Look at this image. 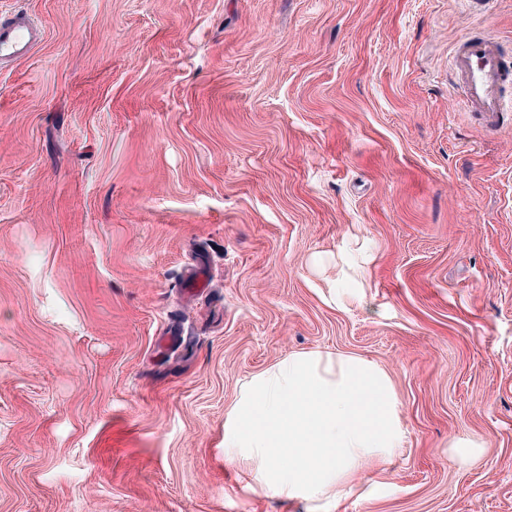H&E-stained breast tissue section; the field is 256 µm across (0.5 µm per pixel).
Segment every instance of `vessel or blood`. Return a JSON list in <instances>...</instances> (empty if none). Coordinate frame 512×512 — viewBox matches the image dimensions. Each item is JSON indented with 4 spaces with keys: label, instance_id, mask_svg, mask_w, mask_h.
<instances>
[{
    "label": "vessel or blood",
    "instance_id": "b4317fda",
    "mask_svg": "<svg viewBox=\"0 0 512 512\" xmlns=\"http://www.w3.org/2000/svg\"><path fill=\"white\" fill-rule=\"evenodd\" d=\"M45 40V30L27 16L0 18V66L28 59ZM459 79L460 102L475 114L489 133L501 132L512 123L502 97V86L512 69L500 51V43L478 33L465 39L453 55Z\"/></svg>",
    "mask_w": 512,
    "mask_h": 512
}]
</instances>
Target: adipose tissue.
<instances>
[{
    "label": "adipose tissue",
    "instance_id": "adipose-tissue-1",
    "mask_svg": "<svg viewBox=\"0 0 512 512\" xmlns=\"http://www.w3.org/2000/svg\"><path fill=\"white\" fill-rule=\"evenodd\" d=\"M389 373L363 356L311 351L254 374L224 422L244 488L321 512L405 445Z\"/></svg>",
    "mask_w": 512,
    "mask_h": 512
}]
</instances>
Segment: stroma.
<instances>
[{
  "mask_svg": "<svg viewBox=\"0 0 512 512\" xmlns=\"http://www.w3.org/2000/svg\"><path fill=\"white\" fill-rule=\"evenodd\" d=\"M0 512H306L224 419L295 352L406 430L335 512H512V131L449 55L512 0H0ZM459 437L479 452L451 457ZM45 40V30L25 15L11 14L0 20V66L28 59Z\"/></svg>",
  "mask_w": 512,
  "mask_h": 512,
  "instance_id": "35a3bbf8",
  "label": "stroma"
}]
</instances>
